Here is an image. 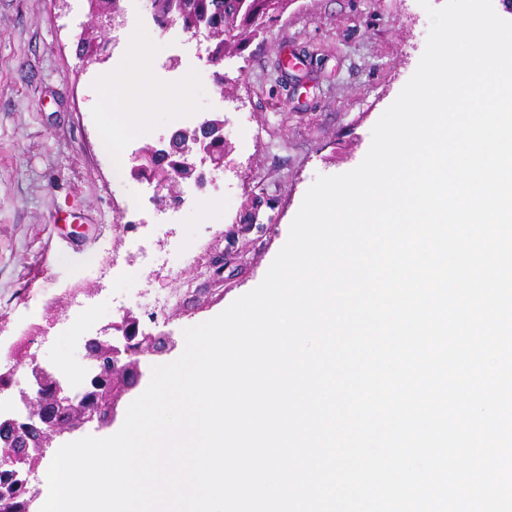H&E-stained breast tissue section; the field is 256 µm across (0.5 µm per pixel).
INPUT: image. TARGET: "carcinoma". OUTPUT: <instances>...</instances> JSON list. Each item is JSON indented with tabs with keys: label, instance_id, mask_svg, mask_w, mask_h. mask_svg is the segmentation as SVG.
<instances>
[{
	"label": "carcinoma",
	"instance_id": "obj_1",
	"mask_svg": "<svg viewBox=\"0 0 512 512\" xmlns=\"http://www.w3.org/2000/svg\"><path fill=\"white\" fill-rule=\"evenodd\" d=\"M88 22L78 46H102L108 31L103 23L108 15L121 13L120 0H92ZM160 23H171L197 32L205 38L219 63L240 54L247 43L262 34L268 25L288 9L291 0H155ZM0 512H26L25 496L0 469Z\"/></svg>",
	"mask_w": 512,
	"mask_h": 512
}]
</instances>
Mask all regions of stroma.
I'll use <instances>...</instances> for the list:
<instances>
[{
	"mask_svg": "<svg viewBox=\"0 0 512 512\" xmlns=\"http://www.w3.org/2000/svg\"><path fill=\"white\" fill-rule=\"evenodd\" d=\"M146 2L123 0L112 56L86 68L76 53L84 0H0V350L27 328L38 336L29 348L37 363L78 370L85 338L126 308L143 330L175 342L142 357L143 388L154 366L183 353L185 328L262 282L316 178L365 157L429 30L418 0H292L225 59L234 93L224 98L207 41L144 24ZM130 46L149 56L143 80L184 84L188 105L133 104L143 118L121 131L128 153L216 112L235 147L234 171L204 191L186 187L177 212H155L147 186L117 178L105 146L101 95ZM128 220L139 223L133 234H116ZM133 237L148 256L130 265ZM154 294L174 305L152 321Z\"/></svg>",
	"mask_w": 512,
	"mask_h": 512,
	"instance_id": "stroma-1",
	"label": "stroma"
}]
</instances>
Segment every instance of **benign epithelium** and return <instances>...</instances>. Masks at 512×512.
I'll list each match as a JSON object with an SVG mask.
<instances>
[{
	"instance_id": "benign-epithelium-1",
	"label": "benign epithelium",
	"mask_w": 512,
	"mask_h": 512,
	"mask_svg": "<svg viewBox=\"0 0 512 512\" xmlns=\"http://www.w3.org/2000/svg\"><path fill=\"white\" fill-rule=\"evenodd\" d=\"M226 166V158L216 157L213 135L203 122L191 138L178 130L168 142L156 146L148 162L131 167L130 177L153 187L151 202L156 211L164 212L181 201L185 185L202 189L207 171ZM167 346V340L140 330L139 318L127 310L85 339L86 358L91 363L90 390L82 397L73 395L65 375L37 364L30 366L27 388L14 397L16 409L0 413V440L6 442L0 449V467H10L14 483L27 496V506L38 497L36 474L54 442L85 426L112 425L122 396L142 378L140 357ZM61 409L70 414L65 424L55 420Z\"/></svg>"
}]
</instances>
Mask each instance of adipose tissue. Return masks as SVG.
I'll return each instance as SVG.
<instances>
[{
    "label": "adipose tissue",
    "mask_w": 512,
    "mask_h": 512,
    "mask_svg": "<svg viewBox=\"0 0 512 512\" xmlns=\"http://www.w3.org/2000/svg\"><path fill=\"white\" fill-rule=\"evenodd\" d=\"M145 58L137 50H130L126 57L125 74L119 80L113 81L106 91V103L109 114L120 124L138 121L139 113L129 111L132 101L156 100L185 102L186 94L179 86H156L141 80L140 73L144 67Z\"/></svg>",
    "instance_id": "adipose-tissue-1"
}]
</instances>
